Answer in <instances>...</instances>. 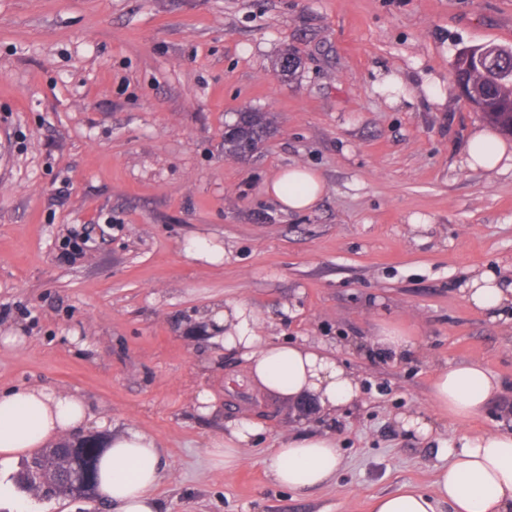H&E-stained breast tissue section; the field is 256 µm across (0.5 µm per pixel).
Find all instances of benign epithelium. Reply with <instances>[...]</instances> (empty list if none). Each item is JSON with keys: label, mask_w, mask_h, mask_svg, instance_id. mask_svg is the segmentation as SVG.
<instances>
[{"label": "benign epithelium", "mask_w": 512, "mask_h": 512, "mask_svg": "<svg viewBox=\"0 0 512 512\" xmlns=\"http://www.w3.org/2000/svg\"><path fill=\"white\" fill-rule=\"evenodd\" d=\"M459 56L465 60L471 81H461L460 86L464 96L471 105L479 110L483 107L488 96L505 84H512V70L500 67L504 60L512 57V48L501 45H481L463 49ZM84 438H65L57 441L54 447L62 449L53 464L40 461L42 476L32 491L41 497L52 498L60 493V485L67 488V496L89 498L95 495V488L88 483L78 465L71 464V457L63 452L65 448H77L82 445Z\"/></svg>", "instance_id": "benign-epithelium-1"}]
</instances>
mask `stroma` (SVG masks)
I'll return each mask as SVG.
<instances>
[{"instance_id": "stroma-1", "label": "stroma", "mask_w": 512, "mask_h": 512, "mask_svg": "<svg viewBox=\"0 0 512 512\" xmlns=\"http://www.w3.org/2000/svg\"><path fill=\"white\" fill-rule=\"evenodd\" d=\"M484 44L512 46V0H0V389L75 391L86 434L104 418L155 435L162 512H370L401 484L433 490L445 460L400 416L447 436L512 430V311L491 318L465 291L483 273L512 284V170L464 166L486 120L451 84L457 53ZM390 74L407 87L393 104L374 90ZM429 77L444 103L424 97ZM246 107L276 131L226 158ZM298 164L326 190L288 213L265 187ZM193 241L224 255L188 257ZM228 302L262 336L343 361L357 402L301 417L259 397L208 341ZM384 325L410 332L408 356L371 353ZM470 362L502 393L440 418L436 373ZM244 413L259 441L215 465L211 441ZM308 432L335 435V481L275 486L265 451ZM0 512L112 510L17 491Z\"/></svg>"}]
</instances>
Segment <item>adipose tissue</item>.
Instances as JSON below:
<instances>
[{
  "label": "adipose tissue",
  "mask_w": 512,
  "mask_h": 512,
  "mask_svg": "<svg viewBox=\"0 0 512 512\" xmlns=\"http://www.w3.org/2000/svg\"><path fill=\"white\" fill-rule=\"evenodd\" d=\"M465 163L473 170L512 169V146L491 128L470 137ZM325 191L322 176L304 166L280 170L267 192L285 212L312 209ZM512 293L492 275L468 284V300L491 316H500ZM258 323L241 304L216 316L210 341L240 354L246 376L262 395L295 403L310 396L318 407L336 411L359 396V387L335 357L308 344L282 345L261 336ZM501 390L499 378L481 364L464 363L439 370L432 384L436 409L464 422L480 415ZM82 397L49 387L0 391V463L43 447L82 429L89 421ZM260 425L249 415L231 420L222 438L211 443L214 456L225 465L238 460V451L258 440ZM447 458L434 482V492L408 485L374 498L372 512H512V430L479 436L438 439ZM279 487L293 492L329 484L341 464L333 435L301 433L288 436L264 461ZM168 466L157 439L129 427L113 433L100 461L99 493L114 512H159L156 491Z\"/></svg>",
  "instance_id": "obj_1"
}]
</instances>
